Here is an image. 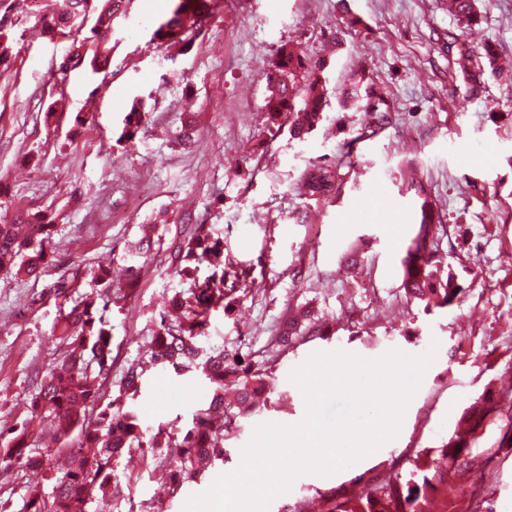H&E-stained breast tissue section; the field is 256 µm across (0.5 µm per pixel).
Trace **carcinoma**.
<instances>
[{
	"label": "carcinoma",
	"mask_w": 512,
	"mask_h": 512,
	"mask_svg": "<svg viewBox=\"0 0 512 512\" xmlns=\"http://www.w3.org/2000/svg\"><path fill=\"white\" fill-rule=\"evenodd\" d=\"M109 11L95 10L90 28V66L98 73L110 65V51L104 46L112 16L125 13L130 0H102ZM172 16L157 24L153 38L161 43L192 48L189 36L211 15V0H173ZM449 13L467 23L478 21L476 0H441ZM90 0H62L61 9L44 22L55 35L72 30L90 13ZM268 96L265 109L271 124H288L290 135L302 139L318 124L327 105L317 75L321 67L296 52L290 42L276 48L263 61ZM362 84L353 80L340 91L341 102L357 105L363 100ZM148 122L139 103L125 117L117 142L132 143ZM335 172L323 165L305 174V194L330 195L335 189ZM418 198V233L410 240L401 259V286L407 297L425 308L448 307L464 291L453 275L439 277L434 271L437 233L442 225L424 188ZM55 224L46 215L35 221L18 220L0 224V271L16 270L38 279L55 265L53 235ZM156 240L143 236L131 242L127 253L131 264L114 271L98 268L89 272L80 267L59 275L49 286V294L61 301L54 325L56 340L64 348L60 360L50 369L30 398V408L46 414L55 447L32 448L25 425L0 428V459L16 462L22 470L36 474L28 481L23 496V512H86L94 494L112 486V462L131 448L148 449L160 468L162 478L179 488L198 476L197 464L206 459L214 464L224 460V432L235 419L253 413L258 396L269 384L238 352L226 349L207 352L199 346L210 325L212 312L225 309L238 300L237 293L250 288V272L229 266L202 278L199 267L221 254L223 238L208 224H195L187 239L178 246V275L189 289L169 300L175 319L163 320L150 342V359L130 364L119 379L117 395L106 385L112 371V325L105 319L108 306L120 301L112 294L114 282L121 281L127 293L135 291L140 277L138 261L147 258ZM93 283L91 291L79 288L85 279ZM315 332L312 323L291 319L281 327L277 342L286 345L301 335V328ZM150 369L193 374L204 378L211 395L197 405L191 421L175 431L172 442L162 438L163 431L150 433L144 426L141 408L136 405L143 375ZM497 404L476 401L470 407L465 426L457 428L445 445L450 458L469 448L471 429L479 426ZM429 486L391 480L365 498L346 499L334 512H420L421 492Z\"/></svg>",
	"instance_id": "carcinoma-1"
}]
</instances>
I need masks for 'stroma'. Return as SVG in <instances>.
Segmentation results:
<instances>
[{
    "label": "stroma",
    "instance_id": "35a3bbf8",
    "mask_svg": "<svg viewBox=\"0 0 512 512\" xmlns=\"http://www.w3.org/2000/svg\"><path fill=\"white\" fill-rule=\"evenodd\" d=\"M62 0H16L0 74V224L49 215L57 263L34 281L0 273V426L45 427L31 413L34 388L63 349L52 335L54 298L29 307L74 265L119 269L126 246L152 224L161 237L143 263L135 295L109 307L117 381L148 361L168 301L184 288L174 249L192 225H213L224 263L246 267V298L213 313L201 345L237 349L273 378L277 392L224 436V460L172 489L139 452L113 463V491L88 512H183L187 499L234 471L256 425L294 424L305 413L289 373L317 351L376 358L427 351L439 341L396 439L332 476L303 474L269 512H330L336 501L389 480L429 478L424 512H512V422L491 413L458 460L441 455L475 400L512 398V72L483 75L467 90L455 40L492 45L512 61V0H478L467 28L436 0H221L190 51L153 41L172 0H132L107 36L112 63L53 70L72 40L42 35ZM297 43L324 64L331 92L305 141L270 126L262 56ZM366 74L377 107L340 104L338 91ZM150 120L130 148L115 140L135 101ZM53 119H46L48 108ZM192 122L195 140L176 136ZM332 165L336 192L315 199L300 183L312 166ZM424 184L445 231L439 258L464 292L447 308L424 309L401 287V259L418 230L414 184ZM314 310L329 336L282 347L281 324ZM208 394L195 377L146 372L145 421L167 428ZM432 467L422 474L417 458Z\"/></svg>",
    "mask_w": 512,
    "mask_h": 512
}]
</instances>
